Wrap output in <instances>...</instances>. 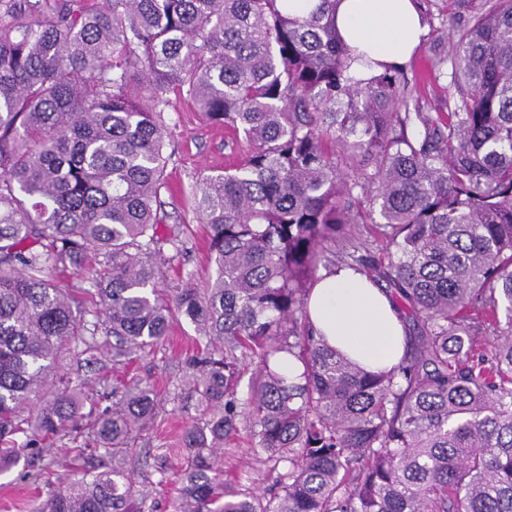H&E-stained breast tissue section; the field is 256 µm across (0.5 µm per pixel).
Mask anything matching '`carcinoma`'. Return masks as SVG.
I'll return each mask as SVG.
<instances>
[{
	"label": "carcinoma",
	"instance_id": "carcinoma-1",
	"mask_svg": "<svg viewBox=\"0 0 512 512\" xmlns=\"http://www.w3.org/2000/svg\"><path fill=\"white\" fill-rule=\"evenodd\" d=\"M334 2L0 0V472L95 408L81 382L44 393L63 346L92 357L103 332L133 354L176 315L201 347L184 361L198 415L174 512H512V0L421 13L431 33L471 14L435 61L456 90L444 119L405 65L357 76ZM171 92L247 158L196 184L215 277L168 300L164 245L186 249L159 234ZM90 253L91 320L53 275ZM338 263L417 327L397 367L367 371L315 336L307 298ZM154 410L127 386L93 424L112 468L32 512H144L125 461ZM240 425L276 489L224 479L216 452Z\"/></svg>",
	"mask_w": 512,
	"mask_h": 512
}]
</instances>
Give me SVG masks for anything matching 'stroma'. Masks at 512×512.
<instances>
[{
  "label": "stroma",
  "mask_w": 512,
  "mask_h": 512,
  "mask_svg": "<svg viewBox=\"0 0 512 512\" xmlns=\"http://www.w3.org/2000/svg\"><path fill=\"white\" fill-rule=\"evenodd\" d=\"M447 43L446 34L433 33L421 42L407 63L409 72L418 76L417 95L428 106H436L450 84L449 78L436 77L434 70L435 56ZM170 101L165 118L175 155L168 163L169 188L162 192L161 201L163 209L175 217L188 250L179 257L172 249L164 251L166 261L158 286L166 295L180 285L186 274H194L201 285L214 277L207 233L193 212L192 191L201 176L221 172L246 158L243 142L232 129L210 124L187 99L174 95ZM196 339L193 326L180 321L157 346L129 363L114 361L108 346L96 352L93 363L77 361L68 354L60 362L61 375L84 379L100 411L111 408L120 398L124 382L138 380L154 389L156 417L142 432L137 453L128 463L146 497L145 512H174L178 474L183 465L175 449L188 419L174 395L185 389L183 359L194 349ZM220 461L225 478L240 482L242 487L265 490L272 484V475L256 458L245 431H238L226 441ZM29 471V464L23 460L0 473V512H30L34 501L47 497L48 486L31 481Z\"/></svg>",
  "instance_id": "stroma-1"
}]
</instances>
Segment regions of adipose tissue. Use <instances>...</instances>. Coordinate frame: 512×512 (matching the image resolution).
<instances>
[{"label":"adipose tissue","mask_w":512,"mask_h":512,"mask_svg":"<svg viewBox=\"0 0 512 512\" xmlns=\"http://www.w3.org/2000/svg\"><path fill=\"white\" fill-rule=\"evenodd\" d=\"M336 27L354 53L402 64L427 33L416 0H338ZM314 332L361 367L400 363L406 329L391 295L349 266L323 272L310 293Z\"/></svg>","instance_id":"1"}]
</instances>
